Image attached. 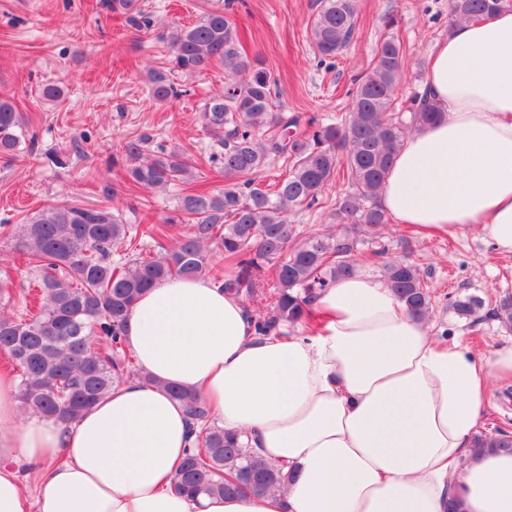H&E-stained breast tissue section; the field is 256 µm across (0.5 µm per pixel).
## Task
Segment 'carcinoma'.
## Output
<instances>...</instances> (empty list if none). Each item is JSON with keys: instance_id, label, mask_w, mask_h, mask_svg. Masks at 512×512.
Wrapping results in <instances>:
<instances>
[{"instance_id": "carcinoma-1", "label": "carcinoma", "mask_w": 512, "mask_h": 512, "mask_svg": "<svg viewBox=\"0 0 512 512\" xmlns=\"http://www.w3.org/2000/svg\"><path fill=\"white\" fill-rule=\"evenodd\" d=\"M99 6L112 13H138V27L151 28L138 0H100ZM506 8H512V0H450L449 24L489 18ZM355 32V0H320L309 30L318 54L336 57ZM162 39L171 48L172 68L148 74L149 93L158 102L180 95L171 69L199 73L214 63L224 66V91L210 98L202 113L221 147L211 159L223 164L224 186L191 187L197 175L187 154L164 147L151 151L143 138L123 147L133 186H189L165 223H127L108 205L116 189L105 183L103 204L49 208L20 225L18 258L39 272L42 288L22 313H0V352L18 378L21 406L63 425L136 373L123 343V326L137 298L171 277L207 276L214 247L224 266L234 270L231 279L216 278L222 288L248 301H269L268 311L255 320L259 338L286 336L297 324H311L318 296L367 262H381L383 279L409 312L421 319L430 313L432 285L416 263L386 258L389 247L381 236L388 218L380 189L394 155L406 136L442 116L418 92L399 102L396 89L405 62L400 40L388 36L379 43L371 71L354 80L344 121L296 134L299 117L274 110L275 80L247 54L232 8L211 9ZM35 140L14 103L0 97V155L16 159L22 143ZM273 157L287 162L288 174L266 185L257 175ZM337 182L346 189L332 203L323 192ZM316 207L330 209L343 230L305 236L288 221L294 210ZM181 224L187 228L174 248L112 263L114 247L147 237L160 248L161 240ZM366 242L371 244L367 253L362 251ZM269 279L270 290L265 287ZM451 307L456 315L472 318L481 303L466 295ZM168 391L190 420L202 424L204 447L183 458L172 482L175 491L223 496L264 494L279 487L284 474L252 459L236 435L210 423V409L198 395L173 386ZM476 444L512 448V436L479 438Z\"/></svg>"}]
</instances>
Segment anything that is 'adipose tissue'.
I'll return each instance as SVG.
<instances>
[{"label":"adipose tissue","mask_w":512,"mask_h":512,"mask_svg":"<svg viewBox=\"0 0 512 512\" xmlns=\"http://www.w3.org/2000/svg\"><path fill=\"white\" fill-rule=\"evenodd\" d=\"M423 89L442 116L404 140L384 211L424 234L480 230L512 255V10L454 25ZM314 306L318 333L260 340L253 310L212 279L162 282L125 321L138 375L69 426L20 419L18 383L1 374L0 512H512V452L475 443L512 345L483 359L441 342L361 271ZM171 385L282 468L284 488L172 491L195 436Z\"/></svg>","instance_id":"adipose-tissue-1"}]
</instances>
